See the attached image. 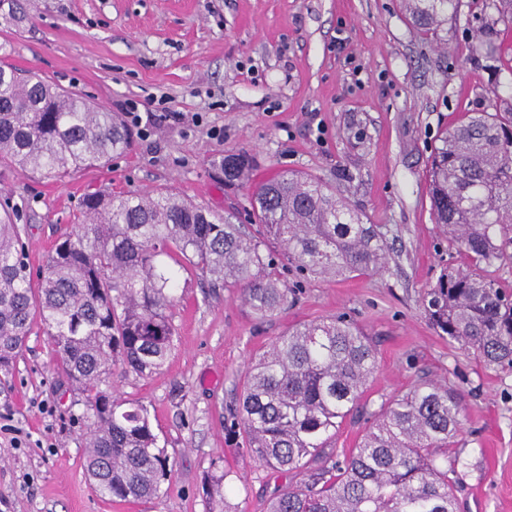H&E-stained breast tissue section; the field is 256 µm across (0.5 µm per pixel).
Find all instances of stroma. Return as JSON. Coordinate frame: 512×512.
Segmentation results:
<instances>
[{"label": "stroma", "mask_w": 512, "mask_h": 512, "mask_svg": "<svg viewBox=\"0 0 512 512\" xmlns=\"http://www.w3.org/2000/svg\"><path fill=\"white\" fill-rule=\"evenodd\" d=\"M28 20L0 25V60L120 114L137 106L130 149L61 180L0 163V214L27 225L39 273L70 232L85 193L168 186L222 213L245 216L248 186L217 166L243 151L252 181L314 174L380 225L387 269L312 278L280 315L257 318L200 273L180 271L169 310L176 330L163 370L119 378L147 406L171 475L151 503L101 497L84 468L85 406L57 369L41 330L0 370V512H217L207 476L230 471L228 512H265L302 472L265 468L241 453L239 395L249 357L299 323L338 314L370 337L377 372L370 406L421 380L459 393L454 460L457 512H512V368L486 367L439 336L422 297L459 263L432 221L428 165L446 128L468 112L512 110V27L483 0L429 35L403 0H25ZM183 113L174 121L173 113Z\"/></svg>", "instance_id": "1"}]
</instances>
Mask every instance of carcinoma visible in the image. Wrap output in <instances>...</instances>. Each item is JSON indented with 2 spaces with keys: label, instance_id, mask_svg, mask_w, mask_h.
I'll use <instances>...</instances> for the list:
<instances>
[{
  "label": "carcinoma",
  "instance_id": "cac0c4a2",
  "mask_svg": "<svg viewBox=\"0 0 512 512\" xmlns=\"http://www.w3.org/2000/svg\"><path fill=\"white\" fill-rule=\"evenodd\" d=\"M0 22L25 21L20 0H0ZM412 23L434 32L459 0H405ZM124 121L79 94L0 65V160L45 178L72 176L125 153ZM244 152L224 156V185L243 183ZM435 224L465 257L431 288L423 307L440 335L488 367L512 365V296L490 269L512 262V111L469 112L441 137L429 171ZM250 221L280 257L234 215L187 202L169 188L147 194H85L74 230L48 255L32 287L22 233L0 218V369L22 354L35 322L59 369L85 399L84 467L102 497L151 502L170 475L147 407L106 390L116 375L147 378L164 366L174 328L176 275L159 260L233 288L264 319L283 311L299 275L350 278L384 271L390 245L376 224L321 178L292 171L256 183ZM376 370L375 351L345 316L288 328L250 360L241 399L242 452L275 471L303 470L266 512H456L448 448L462 430L459 394L422 382L369 412L368 431L343 459L326 450L356 410ZM229 472L206 485L226 497Z\"/></svg>",
  "mask_w": 512,
  "mask_h": 512
}]
</instances>
